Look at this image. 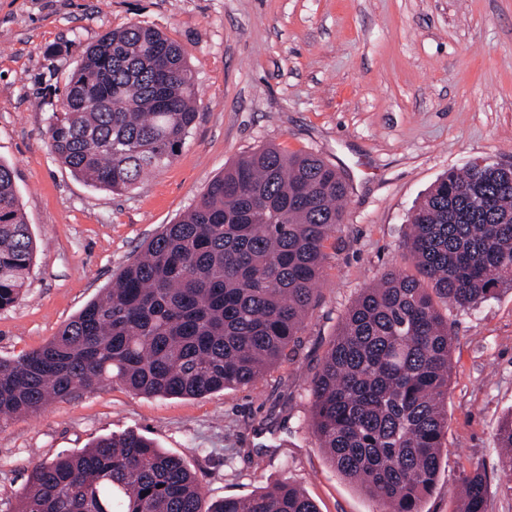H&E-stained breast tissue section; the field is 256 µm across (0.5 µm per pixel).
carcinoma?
<instances>
[{
  "label": "carcinoma",
  "instance_id": "obj_1",
  "mask_svg": "<svg viewBox=\"0 0 512 512\" xmlns=\"http://www.w3.org/2000/svg\"><path fill=\"white\" fill-rule=\"evenodd\" d=\"M184 49L139 23L83 50L47 128L51 152L93 187L128 191L167 167L196 119ZM349 191L313 154L268 145L213 178L112 287L43 346L0 357V426L114 380L136 394L199 397L251 385L288 355ZM415 273L386 271L345 313L309 384L308 426L347 480L387 512H423L448 428L452 327L438 306L476 307L512 288V170L448 172L409 217ZM34 243L0 161V309L19 300ZM512 469V415L496 433ZM14 512H319L283 480L206 505L183 461L134 432L37 461ZM455 512H488L465 478Z\"/></svg>",
  "mask_w": 512,
  "mask_h": 512
}]
</instances>
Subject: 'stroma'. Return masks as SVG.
Instances as JSON below:
<instances>
[{
	"mask_svg": "<svg viewBox=\"0 0 512 512\" xmlns=\"http://www.w3.org/2000/svg\"><path fill=\"white\" fill-rule=\"evenodd\" d=\"M131 23L187 50L199 103L171 164L115 193L73 175L46 129L82 49ZM266 145L315 154L349 185L319 302L287 359L203 397L137 395L115 381L10 421L0 512H12L33 462L129 431L180 458L210 502L286 479L320 512H385L319 450L308 383L363 288L413 271L403 242L426 191L473 161L512 164V0H0V160L37 244L20 299L0 310V357L45 344L225 165ZM441 310L453 371L425 512H454L475 470L488 477V512H512V471L495 440L512 415V289Z\"/></svg>",
	"mask_w": 512,
	"mask_h": 512,
	"instance_id": "35a3bbf8",
	"label": "stroma"
}]
</instances>
